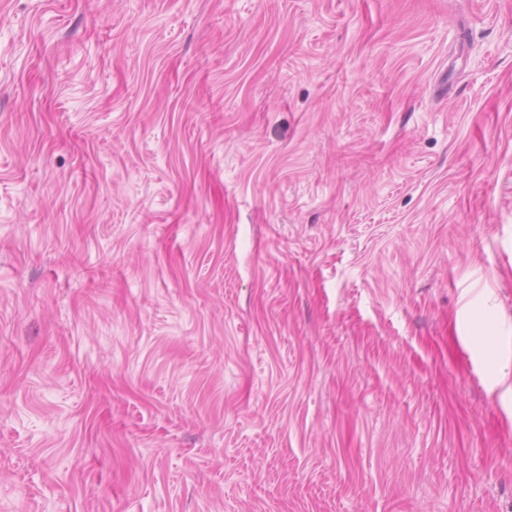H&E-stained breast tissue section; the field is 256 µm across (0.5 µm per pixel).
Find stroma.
<instances>
[{"mask_svg":"<svg viewBox=\"0 0 512 512\" xmlns=\"http://www.w3.org/2000/svg\"><path fill=\"white\" fill-rule=\"evenodd\" d=\"M0 512H512V0H0Z\"/></svg>","mask_w":512,"mask_h":512,"instance_id":"obj_1","label":"stroma"}]
</instances>
